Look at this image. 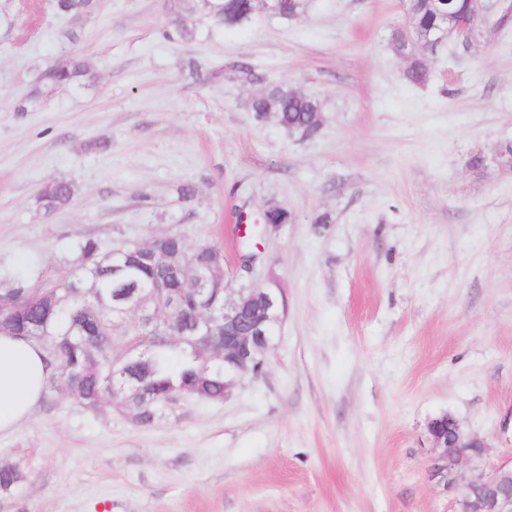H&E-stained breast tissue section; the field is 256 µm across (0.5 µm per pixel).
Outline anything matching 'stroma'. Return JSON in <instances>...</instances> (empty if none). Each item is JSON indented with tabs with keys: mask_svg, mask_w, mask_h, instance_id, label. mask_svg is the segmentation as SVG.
Returning a JSON list of instances; mask_svg holds the SVG:
<instances>
[{
	"mask_svg": "<svg viewBox=\"0 0 512 512\" xmlns=\"http://www.w3.org/2000/svg\"><path fill=\"white\" fill-rule=\"evenodd\" d=\"M173 6L193 39L164 37ZM404 21L403 0H306L212 37L199 0H97L78 23L0 0L1 289L68 276L85 239L171 231L223 249L236 286L240 216H293L250 276L287 303L261 374L146 426L45 389L0 436V468L23 475L0 512H454L430 469L443 413L486 441L484 468L512 462V171L490 161L512 139V26L446 46L417 86L389 41ZM74 54L93 86L16 111ZM283 77L322 100L315 139L246 111ZM62 179L72 203L44 210ZM74 197V187L68 181H57L45 186L37 195V201L46 211L67 206Z\"/></svg>",
	"mask_w": 512,
	"mask_h": 512,
	"instance_id": "obj_1",
	"label": "stroma"
}]
</instances>
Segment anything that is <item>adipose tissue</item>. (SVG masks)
Listing matches in <instances>:
<instances>
[{"mask_svg":"<svg viewBox=\"0 0 512 512\" xmlns=\"http://www.w3.org/2000/svg\"><path fill=\"white\" fill-rule=\"evenodd\" d=\"M49 373L47 354L39 344L0 332V435L28 419Z\"/></svg>","mask_w":512,"mask_h":512,"instance_id":"obj_1","label":"adipose tissue"}]
</instances>
